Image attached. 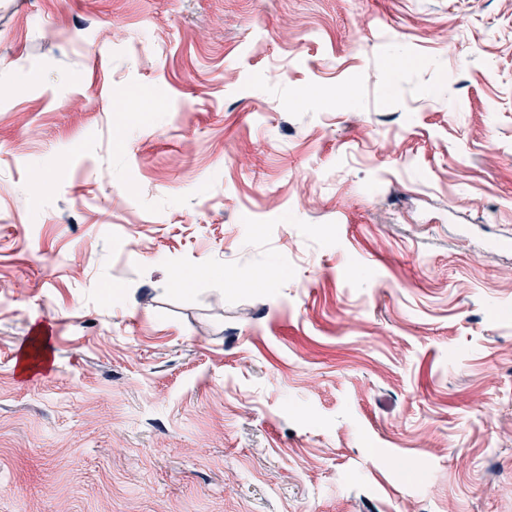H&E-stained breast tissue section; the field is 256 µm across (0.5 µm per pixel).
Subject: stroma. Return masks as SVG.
<instances>
[{
    "instance_id": "35a3bbf8",
    "label": "stroma",
    "mask_w": 512,
    "mask_h": 512,
    "mask_svg": "<svg viewBox=\"0 0 512 512\" xmlns=\"http://www.w3.org/2000/svg\"><path fill=\"white\" fill-rule=\"evenodd\" d=\"M0 512H512V0H0Z\"/></svg>"
}]
</instances>
